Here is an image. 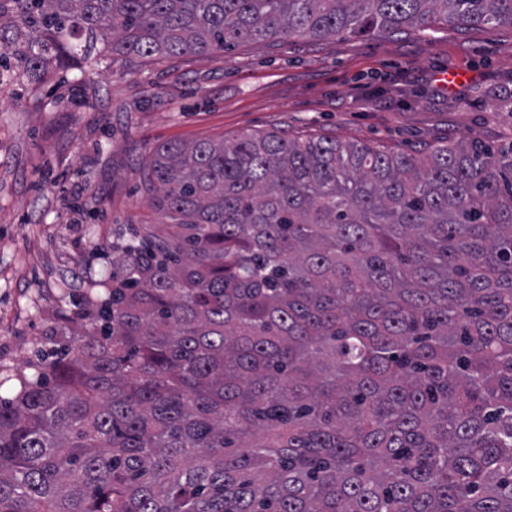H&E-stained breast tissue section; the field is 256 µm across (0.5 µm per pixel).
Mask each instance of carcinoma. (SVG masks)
<instances>
[{
	"label": "carcinoma",
	"mask_w": 512,
	"mask_h": 512,
	"mask_svg": "<svg viewBox=\"0 0 512 512\" xmlns=\"http://www.w3.org/2000/svg\"><path fill=\"white\" fill-rule=\"evenodd\" d=\"M512 27V0H0V82L92 57ZM0 399V512H512V145L164 143Z\"/></svg>",
	"instance_id": "1"
}]
</instances>
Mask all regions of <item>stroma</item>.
Returning a JSON list of instances; mask_svg holds the SVG:
<instances>
[{"label": "stroma", "mask_w": 512, "mask_h": 512, "mask_svg": "<svg viewBox=\"0 0 512 512\" xmlns=\"http://www.w3.org/2000/svg\"><path fill=\"white\" fill-rule=\"evenodd\" d=\"M412 150L512 137V28L286 38L164 60L86 61L32 89L0 83V398L89 280L113 229L163 223L141 172L166 142L241 132Z\"/></svg>", "instance_id": "stroma-1"}]
</instances>
